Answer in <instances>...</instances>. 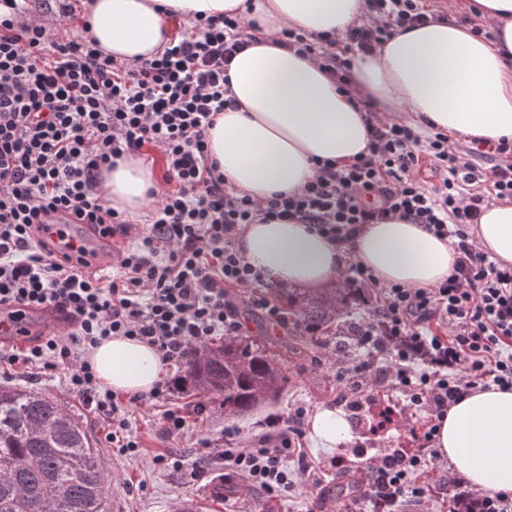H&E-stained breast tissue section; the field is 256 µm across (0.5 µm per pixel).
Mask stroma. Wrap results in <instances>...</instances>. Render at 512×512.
<instances>
[{
	"label": "stroma",
	"mask_w": 512,
	"mask_h": 512,
	"mask_svg": "<svg viewBox=\"0 0 512 512\" xmlns=\"http://www.w3.org/2000/svg\"><path fill=\"white\" fill-rule=\"evenodd\" d=\"M248 298L247 291H238L237 304L243 322L241 336L256 340L279 356L286 377L279 399L249 414L228 416L224 413L222 396L210 393L204 397L205 412L197 415L192 411L196 396L172 392L171 406L191 412L187 431L172 435L163 428L161 405L149 401L129 405L130 425L142 443L138 453H121L105 441L103 421L82 401L68 394L66 371L60 369L48 376L21 375L16 367L0 361V383L18 384L41 392L82 415L102 462L107 512H346L350 497L332 488L337 477L334 461L351 460L349 474L364 472L373 458L385 450L409 447V430L419 426L422 417L408 410L405 396L394 387L381 389L374 385L358 390L353 378L337 379V370L347 366L349 358L337 354L335 346H308L303 347L301 354L289 353V345L300 344L302 340L300 326L293 323L285 329L268 326L263 316L250 307ZM351 391L369 407H377L382 399L396 407L393 426L386 429L379 443L369 445L366 457H355L352 444L320 448L312 436H304L303 448L312 476L302 475L296 458H289L288 488L272 494L255 488L234 472L205 466L209 448L201 447V439H208L210 447L220 448L224 445L226 428L239 429L246 437L254 435L267 416L288 415L299 406L312 415L320 408L335 406L339 396ZM160 454L174 457V464L156 465L155 458ZM418 479L428 495L422 503L410 506L409 512H448L447 462L431 461ZM218 484L224 487L220 499L213 493Z\"/></svg>",
	"instance_id": "35a3bbf8"
}]
</instances>
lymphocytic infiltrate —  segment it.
Wrapping results in <instances>:
<instances>
[{
	"label": "lymphocytic infiltrate",
	"instance_id": "lymphocytic-infiltrate-1",
	"mask_svg": "<svg viewBox=\"0 0 512 512\" xmlns=\"http://www.w3.org/2000/svg\"><path fill=\"white\" fill-rule=\"evenodd\" d=\"M430 16L422 0H369V14L336 38L285 28L274 45L308 56L339 84L348 52L374 53L397 28ZM255 23L239 15L192 20L152 58L121 62L86 34L72 5L32 18L26 0H0V319L29 335L33 313L54 308L62 331L34 338L23 361L39 372L69 370L68 389L104 420L123 452L141 441L111 390L100 385L87 353L102 341L131 337L156 347L163 362H183L217 336L239 335L230 289H250L249 304L287 327L265 280L238 247L245 225L298 220L348 242L361 225L399 218L451 242L452 273L437 286L379 282L356 263L349 283L372 289L361 346L389 358L392 386L423 415L413 445L376 458L365 500L386 512L419 502L416 476L437 455V430L449 408L476 390L512 389V266L478 249L474 229L491 205L512 199V140L482 141L475 154L490 170L464 161L447 134L370 116L367 150L353 162L319 164L301 191L256 202L229 189L208 151L219 112L235 108L229 66L254 44ZM162 156L165 187L144 222L131 221L102 189L118 160ZM441 174L425 186L422 168ZM72 214L95 237L120 239L118 261L87 275L84 249L56 255L42 238ZM304 409L269 417L250 447L226 440L210 454L273 493L288 485L286 460L302 434Z\"/></svg>",
	"mask_w": 512,
	"mask_h": 512
}]
</instances>
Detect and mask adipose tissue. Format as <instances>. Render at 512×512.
I'll use <instances>...</instances> for the list:
<instances>
[{
  "instance_id": "obj_1",
  "label": "adipose tissue",
  "mask_w": 512,
  "mask_h": 512,
  "mask_svg": "<svg viewBox=\"0 0 512 512\" xmlns=\"http://www.w3.org/2000/svg\"><path fill=\"white\" fill-rule=\"evenodd\" d=\"M493 36L474 34L454 19L393 34L372 55L350 58L349 85L340 88L318 63L272 45L284 27L307 35L338 34L368 13L366 0H91L88 34L116 59L150 58L170 38L169 14L250 13L259 42L230 66L237 109L217 115L208 149L229 187L263 200L303 188L317 163L340 165L365 152L367 110L406 112L430 120L449 139H512V0H469ZM113 208L144 211L162 188L155 170L129 157L104 174ZM477 246L512 265V200L481 216ZM243 255L270 283L315 293L338 286L346 260L379 282L431 288L448 277V240L419 224L392 219L364 225L341 245L311 225L274 220L246 225ZM88 359L99 383L128 396L147 393L166 368L155 347L113 337ZM435 446L451 475L479 493H512V390L476 391L453 405Z\"/></svg>"
}]
</instances>
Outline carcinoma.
Listing matches in <instances>:
<instances>
[{"label":"carcinoma","mask_w":512,"mask_h":512,"mask_svg":"<svg viewBox=\"0 0 512 512\" xmlns=\"http://www.w3.org/2000/svg\"><path fill=\"white\" fill-rule=\"evenodd\" d=\"M336 296L303 295L298 315L310 339L340 343L359 333V323L335 317ZM285 378L264 346L230 337L187 358L179 390L213 391L230 416L274 401ZM0 512H105L99 456L74 415L42 393L0 386Z\"/></svg>","instance_id":"cac0c4a2"}]
</instances>
